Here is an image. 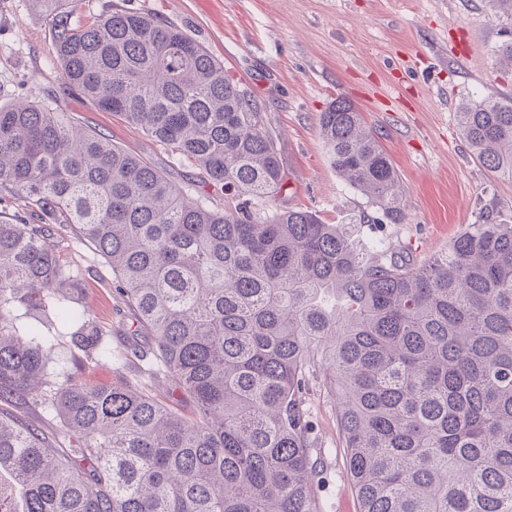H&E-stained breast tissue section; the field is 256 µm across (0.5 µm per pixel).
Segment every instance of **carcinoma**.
Masks as SVG:
<instances>
[{"label":"carcinoma","mask_w":512,"mask_h":512,"mask_svg":"<svg viewBox=\"0 0 512 512\" xmlns=\"http://www.w3.org/2000/svg\"><path fill=\"white\" fill-rule=\"evenodd\" d=\"M51 17L67 88L140 127L238 199L191 196L150 161L49 102L0 107V191L38 219L0 223V400L56 412L75 445L0 412V512H322L323 467L304 408L323 376L358 512H512V223L482 211L422 264L362 250L304 210L256 209L284 190L262 108L173 23L115 9L71 23L79 0H33ZM477 160L512 176V97L459 106ZM336 172L404 218V189L359 110L319 115ZM112 267L153 337L143 373L172 380L192 413L124 378L57 383L55 336L112 358L106 328L71 306L79 278L46 223Z\"/></svg>","instance_id":"cac0c4a2"}]
</instances>
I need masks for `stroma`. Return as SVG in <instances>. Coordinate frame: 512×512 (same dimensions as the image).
Wrapping results in <instances>:
<instances>
[{"instance_id":"1","label":"stroma","mask_w":512,"mask_h":512,"mask_svg":"<svg viewBox=\"0 0 512 512\" xmlns=\"http://www.w3.org/2000/svg\"><path fill=\"white\" fill-rule=\"evenodd\" d=\"M151 13L185 29L224 64L234 82L262 105L285 171L284 191L264 201L266 211L304 209L347 229L357 247L382 246L416 263L447 249L484 209L512 219V178L475 158L457 120L459 105L478 96L512 97V62L495 54L512 41V18L487 0H79L71 17L81 24L114 8ZM403 93L395 98L392 86ZM49 19L31 0H0V105L20 96L39 101L56 94L57 107L76 122L151 160L177 185L206 195L212 207L232 201L205 184L197 169L174 162L139 127L64 94ZM351 101L378 136L404 188L402 223L380 213L331 165L319 134L321 112L336 98ZM61 260L78 275L79 308L107 326L113 351L149 349L134 315L112 285V270L95 248L53 227ZM58 380L109 385L111 363L96 362L69 342L55 323ZM307 405L325 450L318 494L326 512H358L337 428V402L314 381ZM6 411L48 435L56 447L71 439L58 415L15 400Z\"/></svg>"}]
</instances>
